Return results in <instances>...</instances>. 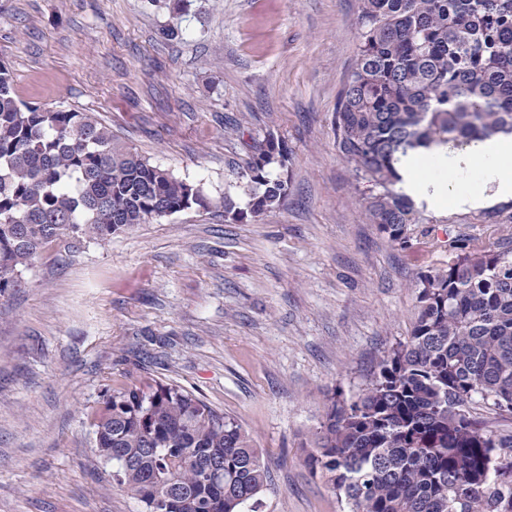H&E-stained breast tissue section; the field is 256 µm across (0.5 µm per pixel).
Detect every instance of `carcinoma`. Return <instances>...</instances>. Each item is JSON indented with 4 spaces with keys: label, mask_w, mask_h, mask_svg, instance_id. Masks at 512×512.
Wrapping results in <instances>:
<instances>
[{
    "label": "carcinoma",
    "mask_w": 512,
    "mask_h": 512,
    "mask_svg": "<svg viewBox=\"0 0 512 512\" xmlns=\"http://www.w3.org/2000/svg\"><path fill=\"white\" fill-rule=\"evenodd\" d=\"M358 57L336 106L340 155L380 188L366 202L403 249L422 223L395 190L399 156L434 143L512 134V0H359ZM288 148L254 142L245 206L224 192V220L247 223L288 194ZM206 206L202 187L120 143L86 112L21 103L0 63V298L64 236L106 239ZM416 318L358 394L337 399L309 462L349 512H512V431L471 405L512 413V248L463 242L415 280ZM96 452L143 512L172 480L194 506L241 512L269 470L235 420L176 385L112 393L93 418ZM211 460L223 472L212 480Z\"/></svg>",
    "instance_id": "1"
}]
</instances>
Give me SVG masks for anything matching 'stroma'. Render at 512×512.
Returning a JSON list of instances; mask_svg holds the SVG:
<instances>
[{"label": "stroma", "mask_w": 512, "mask_h": 512, "mask_svg": "<svg viewBox=\"0 0 512 512\" xmlns=\"http://www.w3.org/2000/svg\"><path fill=\"white\" fill-rule=\"evenodd\" d=\"M357 47L358 0H0L21 102L92 114L209 201L51 243L0 300V512H142L99 458L91 416L117 389L159 383L250 434L271 484L244 512H346L305 462L330 397L357 394L409 335L417 272L458 239L512 236V199L475 168L415 201L411 248L377 231L374 188L334 134ZM268 134L288 147V194L225 222L218 201L246 203L240 172ZM458 193L487 202L462 209Z\"/></svg>", "instance_id": "stroma-1"}]
</instances>
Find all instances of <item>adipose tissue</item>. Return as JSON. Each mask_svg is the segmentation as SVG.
Masks as SVG:
<instances>
[{
    "label": "adipose tissue",
    "instance_id": "ef3b65f1",
    "mask_svg": "<svg viewBox=\"0 0 512 512\" xmlns=\"http://www.w3.org/2000/svg\"><path fill=\"white\" fill-rule=\"evenodd\" d=\"M433 161L445 171L455 173L472 165H480L486 184L494 187L497 196L512 198V139L497 137L471 141L464 150L451 149L444 144H434L399 157L396 169L402 178L401 185L409 193L447 192L444 181L421 182L417 177L421 161Z\"/></svg>",
    "mask_w": 512,
    "mask_h": 512
}]
</instances>
